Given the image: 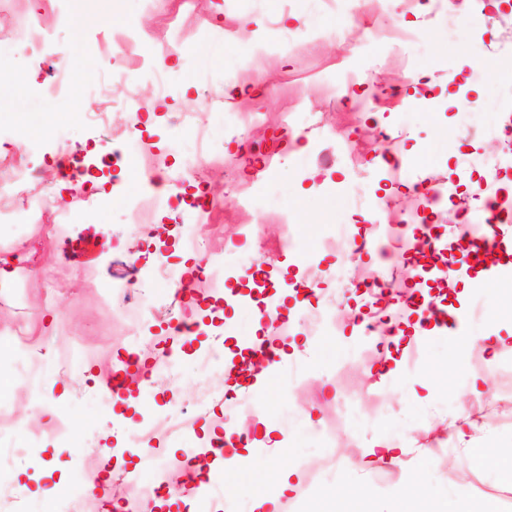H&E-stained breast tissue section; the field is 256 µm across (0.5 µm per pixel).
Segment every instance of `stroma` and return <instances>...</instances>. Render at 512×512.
<instances>
[{
    "label": "stroma",
    "mask_w": 512,
    "mask_h": 512,
    "mask_svg": "<svg viewBox=\"0 0 512 512\" xmlns=\"http://www.w3.org/2000/svg\"><path fill=\"white\" fill-rule=\"evenodd\" d=\"M25 17L41 35L33 49L12 37ZM398 25L412 39L397 38ZM129 32L137 49L127 64L137 71L179 44L167 60L166 96L146 78L129 100L124 80L111 75L102 45ZM351 65L360 81L343 101L333 89ZM100 96L112 101L105 126L84 118ZM134 111L140 150L166 164L167 202L146 220L129 206L148 189L140 150L125 144ZM171 112L188 113L191 124L171 128ZM29 116L38 117L37 130L26 128ZM201 135V188L216 204L204 224L187 204L186 175ZM329 147L338 153L332 168L319 160ZM94 150L120 152L124 171L92 195L70 164L87 161V174L96 173ZM0 154L44 161L54 190L42 223H0V258L15 267L28 253L39 258L38 274H15V292L0 294V406L25 419L0 436V512H114L161 482L168 489L158 505L188 512L184 497L205 476L215 487L197 512H252L258 493L274 494L288 470L298 487L281 497V512H377L417 479L429 492L414 512H482L486 488L499 487L498 468L512 456V281L493 282L489 293L474 287L468 252L456 242L459 222L488 216L480 184L512 182V0H466L452 12L418 0H364L354 12L323 0H0ZM424 179L452 181L453 191L423 208L416 186ZM256 191L267 198L263 211L238 205L240 193ZM58 210L68 224L54 238L47 230ZM402 223L407 232L354 263L320 245L338 229L360 239L371 225ZM425 223L443 232L444 259L431 265L411 240ZM189 226L197 252L156 247L155 237L177 238ZM202 256L220 259L222 288L193 278L172 300L155 284L158 260L186 271ZM258 265L272 283L261 305L289 322L288 356L245 383L246 409L229 416L222 402L201 399L225 382L224 366L204 361L255 327L274 331L254 303L231 298L238 277ZM380 267L396 286L373 303L359 286ZM49 280L60 286L51 301ZM131 282L146 313L139 320L118 304ZM448 282L444 303L465 315L467 335L504 339L492 352L474 345L456 367L451 339L438 330L401 346L378 329L418 322L409 296L436 297ZM326 307L335 313L332 332L309 321ZM494 309L503 318L489 320ZM173 317L193 322L197 334L177 339L167 330ZM367 321L376 331L364 332ZM15 327L22 335H12ZM51 351L76 364L46 370L37 398L28 365ZM120 354L150 355L155 377L130 382L129 400L116 404L105 382ZM484 380L494 398L471 410L467 437L486 448L489 463L477 473L482 490L459 498L450 488L463 456L453 425ZM174 403L182 430L137 453L140 424ZM61 419L63 440L54 434ZM227 419L248 466L226 487L221 471L186 458L209 447ZM331 424L339 429L332 442L324 434ZM400 439L436 448V462L415 456L403 467L354 468L372 442Z\"/></svg>",
    "instance_id": "1"
}]
</instances>
